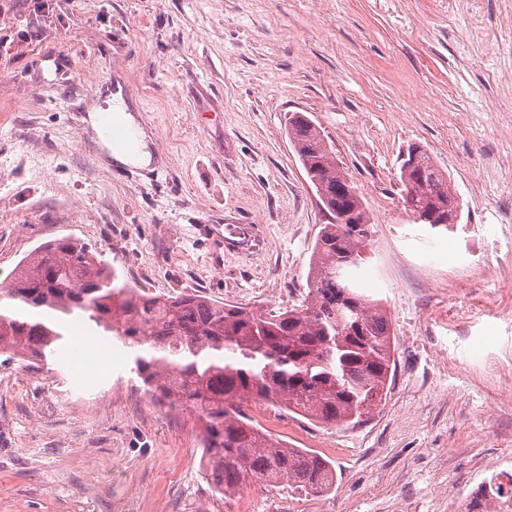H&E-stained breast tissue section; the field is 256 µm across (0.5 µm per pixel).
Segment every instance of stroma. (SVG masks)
Wrapping results in <instances>:
<instances>
[{
	"label": "stroma",
	"mask_w": 512,
	"mask_h": 512,
	"mask_svg": "<svg viewBox=\"0 0 512 512\" xmlns=\"http://www.w3.org/2000/svg\"><path fill=\"white\" fill-rule=\"evenodd\" d=\"M116 92L151 168L88 124ZM292 112L362 194L361 288L395 336L363 424L267 409L335 488L213 497L197 412L142 401L129 352L73 319L52 365L0 354V512H486L485 464L512 469V0H0V284L69 238L154 295L300 306L327 216ZM414 144L451 177L453 230L403 207ZM228 224L257 249L226 250ZM108 111L113 112L112 121L119 128H132L137 134V145L133 149H121L112 146L111 142L105 141L110 149V156L115 163L137 168H148L153 162L151 152L148 150L147 138L144 132L138 127L135 118L126 111L121 93H116L111 100ZM115 113V114H114Z\"/></svg>",
	"instance_id": "stroma-1"
}]
</instances>
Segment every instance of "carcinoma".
Masks as SVG:
<instances>
[{"instance_id":"obj_1","label":"carcinoma","mask_w":512,"mask_h":512,"mask_svg":"<svg viewBox=\"0 0 512 512\" xmlns=\"http://www.w3.org/2000/svg\"><path fill=\"white\" fill-rule=\"evenodd\" d=\"M291 143L309 180L328 196L298 309L265 313L203 294L154 296L120 280L87 247L67 238L32 250L0 293V354L56 360L63 319L78 316L132 348L133 372L156 401L198 411L212 492L234 496L247 479L324 493L336 484L329 461L290 448L249 423L242 401L260 398L325 424L355 426L386 395L394 339L378 302L355 272L371 237L361 195L347 184L314 124L288 117ZM420 164L401 173L405 210L448 218L449 176L415 145Z\"/></svg>"}]
</instances>
